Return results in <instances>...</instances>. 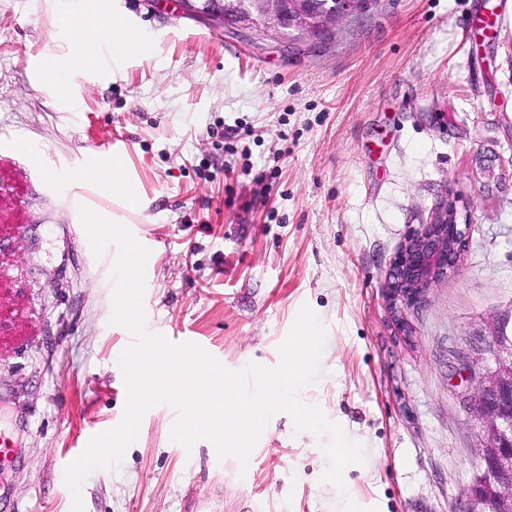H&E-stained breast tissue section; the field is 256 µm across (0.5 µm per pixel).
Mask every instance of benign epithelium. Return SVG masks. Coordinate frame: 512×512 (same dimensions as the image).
<instances>
[{"label": "benign epithelium", "mask_w": 512, "mask_h": 512, "mask_svg": "<svg viewBox=\"0 0 512 512\" xmlns=\"http://www.w3.org/2000/svg\"><path fill=\"white\" fill-rule=\"evenodd\" d=\"M371 0H180L183 16L219 26L250 30L261 39L285 34L313 41L330 33L343 21H353L369 9ZM475 164L487 177L497 179L495 158L479 154ZM472 225L456 205L443 201L428 221L414 230L397 252L384 282L386 307L400 331L409 336L411 309L422 302L436 284L460 265ZM512 308L494 316L482 333L484 346L469 361L466 379L474 383L470 410L478 421L476 447L479 468L473 477L467 508L484 500L489 512H512V411L502 410V400H512Z\"/></svg>", "instance_id": "obj_1"}]
</instances>
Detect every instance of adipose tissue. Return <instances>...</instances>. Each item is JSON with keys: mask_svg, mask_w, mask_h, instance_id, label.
<instances>
[{"mask_svg": "<svg viewBox=\"0 0 512 512\" xmlns=\"http://www.w3.org/2000/svg\"><path fill=\"white\" fill-rule=\"evenodd\" d=\"M71 49L62 60L48 62L46 69L51 78L60 84L68 83L75 76L90 68L91 63L81 50L84 40L109 39L118 47L127 46L126 26L122 23L105 24L101 21L81 20L69 26Z\"/></svg>", "mask_w": 512, "mask_h": 512, "instance_id": "1", "label": "adipose tissue"}]
</instances>
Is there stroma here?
I'll return each instance as SVG.
<instances>
[{"mask_svg":"<svg viewBox=\"0 0 512 512\" xmlns=\"http://www.w3.org/2000/svg\"><path fill=\"white\" fill-rule=\"evenodd\" d=\"M472 2L377 0L310 45L188 19L172 0H0V290L15 307L0 427L19 441L0 512H72L69 457L123 417L118 359L136 338L108 322L118 248L93 255L83 207L149 250L148 330L196 339L229 370L277 366L309 306L326 341L299 397L365 451L328 481L320 438L279 412L243 469L208 441H171L178 413L161 404L120 466L84 482V512H466L479 459L458 355L512 307V0H491L489 38L462 35ZM108 9L136 44L60 87L45 63L68 52L71 22ZM222 126L235 137H212ZM106 141L126 147L123 198L73 178ZM479 151L502 162L490 193ZM444 198L472 235L407 337L382 286Z\"/></svg>","mask_w":512,"mask_h":512,"instance_id":"stroma-1","label":"stroma"}]
</instances>
